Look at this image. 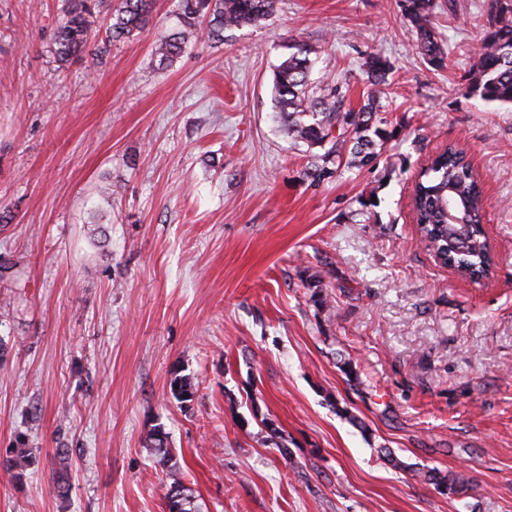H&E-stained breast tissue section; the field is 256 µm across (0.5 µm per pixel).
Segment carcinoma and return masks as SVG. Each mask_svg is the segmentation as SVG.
Segmentation results:
<instances>
[{"instance_id": "1", "label": "carcinoma", "mask_w": 512, "mask_h": 512, "mask_svg": "<svg viewBox=\"0 0 512 512\" xmlns=\"http://www.w3.org/2000/svg\"><path fill=\"white\" fill-rule=\"evenodd\" d=\"M278 0H177L178 24L174 31L155 43L154 56L159 64L170 65L198 38L202 24L208 37L224 40V32L258 25L271 16ZM156 0H62V16L54 32L56 61L67 65L88 50L93 34L106 22L107 40L137 39L150 25ZM404 10L418 35V50L429 62L441 64L447 58L443 40L431 21L432 0H403ZM487 24L477 62L474 65V88L487 102L512 105V0H488ZM274 74V109L276 118L293 144L308 149L320 148L312 176L318 180L332 177L347 166L365 167L375 160L377 142L390 137L382 128V100L390 85L391 67L382 56L373 54L365 61L374 86L367 103L358 111L345 109L344 95L336 82L311 79L316 50L306 44L293 45ZM460 202V217L468 224L461 234L459 226L448 223L444 208L448 206V189ZM482 194L477 175L464 151L448 146L435 155L415 185L412 206L420 242L435 260L454 268L457 274L473 282L495 265L485 228L482 226L478 200ZM172 396L181 403L192 400L193 387L188 378L176 376L170 382ZM149 439L159 451V464L168 469L169 491L178 497L179 512H191L189 496L180 476V467L172 464L173 456L163 446L166 433L157 426ZM28 466V454L15 448L0 459V471L19 479ZM438 490L459 495L466 489L458 478L431 476Z\"/></svg>"}]
</instances>
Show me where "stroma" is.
<instances>
[{"label":"stroma","mask_w":512,"mask_h":512,"mask_svg":"<svg viewBox=\"0 0 512 512\" xmlns=\"http://www.w3.org/2000/svg\"><path fill=\"white\" fill-rule=\"evenodd\" d=\"M435 2L443 67L401 0H278L162 66L157 0L137 40L61 68V0H0V456L30 460L0 512H166L156 425L194 512H512V107L473 87L487 0ZM297 42L354 110L365 58L390 63L373 165L314 181L272 123ZM451 144L483 183L480 283L415 234L414 185Z\"/></svg>","instance_id":"1"}]
</instances>
